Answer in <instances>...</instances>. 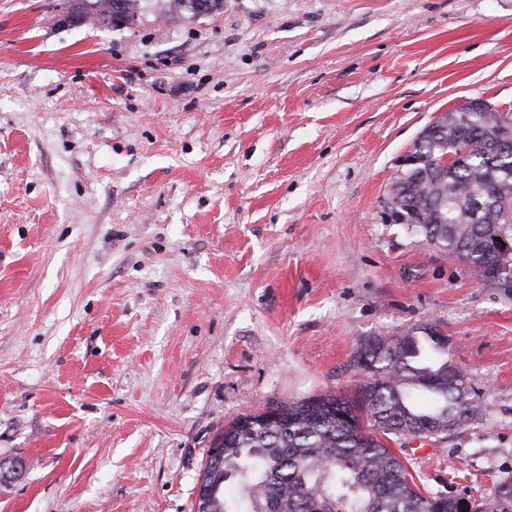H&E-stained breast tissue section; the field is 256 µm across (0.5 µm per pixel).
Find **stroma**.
Segmentation results:
<instances>
[{"label": "stroma", "instance_id": "35a3bbf8", "mask_svg": "<svg viewBox=\"0 0 512 512\" xmlns=\"http://www.w3.org/2000/svg\"><path fill=\"white\" fill-rule=\"evenodd\" d=\"M62 11L0 0V512H192L225 423L426 326L487 412L392 451L435 493L512 476V288L386 220L436 113L512 112V0Z\"/></svg>", "mask_w": 512, "mask_h": 512}]
</instances>
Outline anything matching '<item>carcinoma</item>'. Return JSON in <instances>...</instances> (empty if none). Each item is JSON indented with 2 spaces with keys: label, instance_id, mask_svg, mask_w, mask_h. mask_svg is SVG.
I'll list each match as a JSON object with an SVG mask.
<instances>
[{
  "label": "carcinoma",
  "instance_id": "1",
  "mask_svg": "<svg viewBox=\"0 0 512 512\" xmlns=\"http://www.w3.org/2000/svg\"><path fill=\"white\" fill-rule=\"evenodd\" d=\"M128 16L138 0H69L67 12L89 14L117 2ZM173 13L205 16L224 0H172ZM418 163L393 185L409 229L457 258L470 275L498 285L512 268V112L457 107L448 128L414 145ZM457 159L442 171L440 155ZM481 206L479 221L466 215ZM365 380L353 397L317 395L268 404L276 413L239 414L224 426V457L206 458L212 493L198 512H463L461 498L422 490L388 447L398 439L438 442L476 421L486 404L467 374L448 362V341L424 335L374 336L358 355ZM512 477L470 499L473 512H512Z\"/></svg>",
  "mask_w": 512,
  "mask_h": 512
}]
</instances>
